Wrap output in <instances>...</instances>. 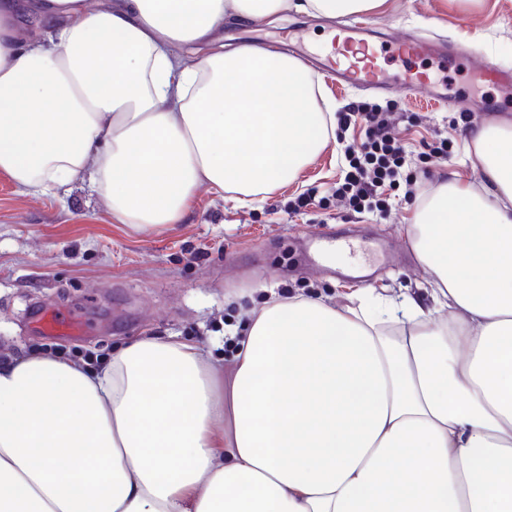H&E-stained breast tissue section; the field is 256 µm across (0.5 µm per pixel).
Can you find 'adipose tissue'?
I'll return each instance as SVG.
<instances>
[{"label":"adipose tissue","instance_id":"1","mask_svg":"<svg viewBox=\"0 0 512 512\" xmlns=\"http://www.w3.org/2000/svg\"><path fill=\"white\" fill-rule=\"evenodd\" d=\"M385 0H0V173L88 181L117 224L182 220L207 183L284 187L334 137L310 71L225 46V18ZM37 16L47 38L22 39ZM473 144L409 231L432 309L275 298L222 375L198 343L140 338L99 368L0 363V512H512V127Z\"/></svg>","mask_w":512,"mask_h":512}]
</instances>
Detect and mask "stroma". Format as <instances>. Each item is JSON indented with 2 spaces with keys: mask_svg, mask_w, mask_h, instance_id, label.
Returning <instances> with one entry per match:
<instances>
[{
  "mask_svg": "<svg viewBox=\"0 0 512 512\" xmlns=\"http://www.w3.org/2000/svg\"><path fill=\"white\" fill-rule=\"evenodd\" d=\"M382 29L462 37L484 56L512 66V0H386L367 12ZM327 27L321 17L289 12L277 25H228L225 42L283 51L298 40L316 58ZM337 111L373 101L393 103L396 134L409 171L418 174L416 197L391 192L385 213H354L337 202L344 148L358 145L360 126L329 142L287 188L234 206L225 193L201 187L182 221L161 229L116 224L108 203L88 187L43 194L19 193L0 173V361L31 352L98 360L144 336L198 342L214 363L231 364L234 348L224 327L237 323L240 307H261L274 296L304 295L344 304L365 288L423 295L428 269L407 234L421 200L451 179L478 178L471 132L512 123V89L477 83L467 61L448 80L439 102L404 93L371 95L322 81ZM476 103L490 111H473ZM447 142V155L436 154ZM307 194L315 203L301 214L288 203ZM341 238L353 252L336 266L322 262L316 239ZM67 311L84 323L80 335H47L32 316L37 309Z\"/></svg>",
  "mask_w": 512,
  "mask_h": 512,
  "instance_id": "stroma-1",
  "label": "stroma"
}]
</instances>
